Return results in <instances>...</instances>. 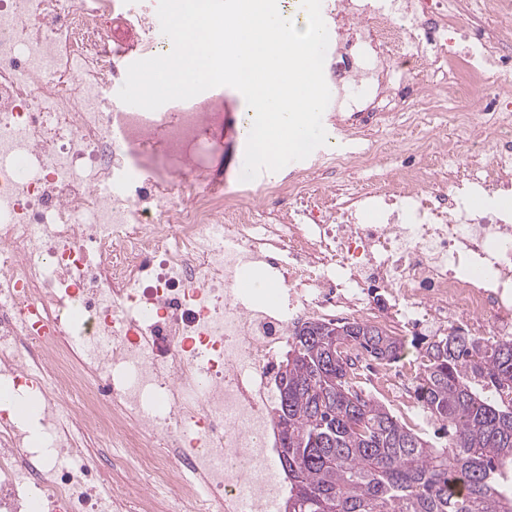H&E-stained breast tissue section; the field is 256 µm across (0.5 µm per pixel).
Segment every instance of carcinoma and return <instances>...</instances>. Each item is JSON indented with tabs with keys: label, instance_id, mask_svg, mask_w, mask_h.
Wrapping results in <instances>:
<instances>
[{
	"label": "carcinoma",
	"instance_id": "obj_1",
	"mask_svg": "<svg viewBox=\"0 0 512 512\" xmlns=\"http://www.w3.org/2000/svg\"><path fill=\"white\" fill-rule=\"evenodd\" d=\"M274 421L288 477L284 512H512V340L453 332L424 343L423 411L445 445L365 394L348 345L397 360L404 339L362 320L295 326Z\"/></svg>",
	"mask_w": 512,
	"mask_h": 512
}]
</instances>
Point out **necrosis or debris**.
Returning <instances> with one entry per match:
<instances>
[{
	"label": "necrosis or debris",
	"instance_id": "necrosis-or-debris-1",
	"mask_svg": "<svg viewBox=\"0 0 512 512\" xmlns=\"http://www.w3.org/2000/svg\"><path fill=\"white\" fill-rule=\"evenodd\" d=\"M157 7L0 0V512H268L295 325L512 340V214L467 208L512 189V0H322L328 119L357 147L231 188L223 91L117 96L173 48ZM348 356L416 414L405 365Z\"/></svg>",
	"mask_w": 512,
	"mask_h": 512
}]
</instances>
